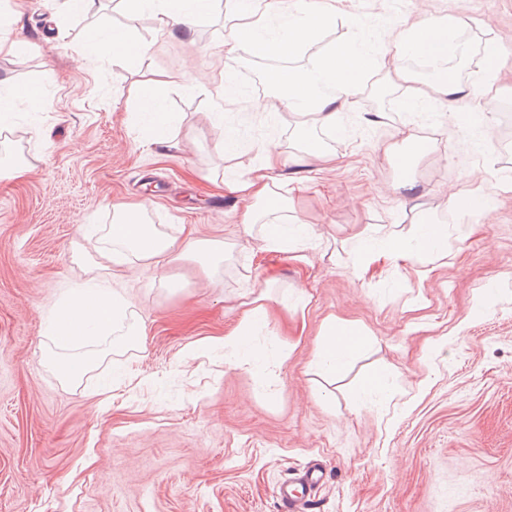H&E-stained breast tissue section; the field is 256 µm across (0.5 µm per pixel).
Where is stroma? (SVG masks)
I'll return each instance as SVG.
<instances>
[{
	"label": "stroma",
	"instance_id": "stroma-1",
	"mask_svg": "<svg viewBox=\"0 0 512 512\" xmlns=\"http://www.w3.org/2000/svg\"><path fill=\"white\" fill-rule=\"evenodd\" d=\"M346 21L321 45L357 39L386 54V27L454 13L466 23L458 68L478 84L483 48L497 41V96L469 98L496 133L450 119L440 102L407 108L406 87L364 82L335 133L339 167L303 151V116L243 122L217 98L222 77L239 93L278 59L224 55L237 0H215L191 30L163 29L150 13L104 0L88 14L68 0H0V26L23 50L0 54V79L40 83L42 99L18 104L0 132V160L23 168L0 181V512H278L276 489L310 466L323 483L304 489L313 512H512V0H347ZM128 26L146 47L133 63L81 61L89 30ZM166 74L176 146L152 144L134 102L139 86ZM239 146L225 153V128ZM408 128L428 144L415 166L416 212L446 222L448 263L418 275L384 262L357 278L360 238H411L400 209L399 174L377 142ZM283 162L274 189L308 224L298 258L244 232L249 203L224 181L258 163L259 144ZM497 198L490 223L465 207L479 172ZM151 200L150 222L173 236L224 242L211 274L172 263L169 283L137 261L99 272L124 294L146 329L144 348L99 359L81 382L44 365L56 306L84 288L78 256L94 252L87 225L112 224L120 203ZM486 302H479L483 289ZM263 294L264 320L249 347L259 373L194 344L237 327ZM351 321L368 342L338 375L316 363L329 318ZM290 349L281 361L282 349ZM384 394L358 389L371 373Z\"/></svg>",
	"mask_w": 512,
	"mask_h": 512
}]
</instances>
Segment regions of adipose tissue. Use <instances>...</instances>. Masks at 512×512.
<instances>
[{"label": "adipose tissue", "mask_w": 512, "mask_h": 512, "mask_svg": "<svg viewBox=\"0 0 512 512\" xmlns=\"http://www.w3.org/2000/svg\"><path fill=\"white\" fill-rule=\"evenodd\" d=\"M132 15L151 11L162 26L189 28L205 13L211 0H121ZM335 0H238L237 23L224 40V54L233 58L244 53L266 57H306L305 65L287 70L274 69L266 80L278 88L272 97L245 98L228 83H221L218 94L225 105L235 106L255 118H266L278 110L314 115L320 128L335 131L337 120L345 112L350 98L368 75L384 73L393 86H407L412 101L431 96L446 100L451 114H458L469 90L456 70L448 65V45L459 40L465 26L454 13L437 19H416L401 24L390 33V63L380 62L356 42L334 44L315 51L319 33L338 15ZM83 52L93 58L109 56L134 59L143 53L140 42L133 40L120 24L91 30ZM413 57L432 65L433 82L422 81L413 70L403 66L404 58ZM159 81L151 80L138 90L139 109L153 132L156 143L169 141L174 117L157 93ZM260 161L247 171L233 175L225 185L231 192L259 202L262 210L252 213L251 223L262 226V238L268 246L283 249L288 243L307 235V225L285 213V202L273 189V171L281 156L272 145L261 144ZM149 205L140 201L116 208L115 218L102 236V245L92 268L101 264H122L134 259L150 272L153 279L166 281L167 265L180 260H195L204 271L217 269L224 261V243L220 240L187 238L177 245L160 226L148 223ZM448 255V227L437 218L423 215L417 221L411 239L395 236L370 239L365 249L366 264L404 258L421 271L433 270ZM56 346L48 359L64 381L79 383L92 370L99 357L126 351L144 342L139 326L125 301L117 294L99 288L96 279L86 282L85 290L71 296L61 306L49 330ZM324 340L317 353L319 367L328 374L340 372L348 359L367 343L358 325L329 319L323 329ZM87 340L89 351L75 354V342Z\"/></svg>", "instance_id": "1"}]
</instances>
